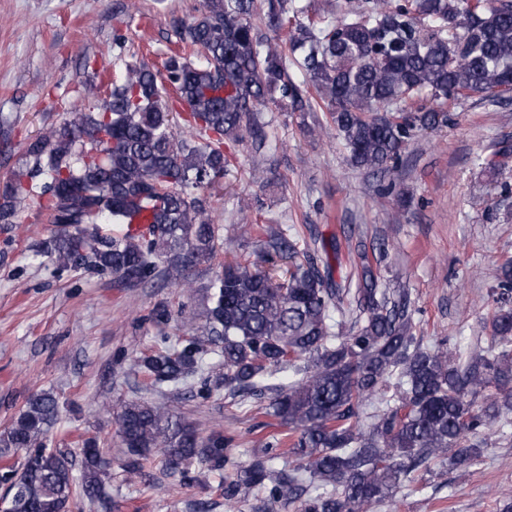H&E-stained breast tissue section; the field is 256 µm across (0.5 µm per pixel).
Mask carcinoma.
Masks as SVG:
<instances>
[{
    "instance_id": "carcinoma-1",
    "label": "carcinoma",
    "mask_w": 512,
    "mask_h": 512,
    "mask_svg": "<svg viewBox=\"0 0 512 512\" xmlns=\"http://www.w3.org/2000/svg\"><path fill=\"white\" fill-rule=\"evenodd\" d=\"M351 2L336 0L335 20L300 0H203L173 26L163 69L126 64L103 80L104 95L26 143L25 162L0 183V225L18 223L35 193L54 230L29 248L58 273L190 288L192 268L223 245L205 191L226 171L224 140L268 142L262 106L326 111L351 163L382 172L416 130L448 120L446 103L512 88V0ZM168 87L184 111L169 110ZM424 94L434 107L403 108ZM268 245L285 267L220 264L205 286L203 335L164 336L132 368L172 392L214 354L224 373L207 394L266 398L288 431L240 464L222 432L201 436L167 406L132 400L115 417L126 472L141 478L158 458L191 480L197 462L230 470L220 484L230 509L264 489L290 512H370L397 506L417 473L475 465L512 421V263L500 267L483 343L463 356L446 337L415 335L408 293L381 287L367 254L352 289L335 277L337 248L314 257L273 232ZM185 315L182 304L152 310L159 326ZM59 421L58 399L41 391L0 431V459L23 454L0 475L9 512L109 501L100 443L50 449Z\"/></svg>"
}]
</instances>
